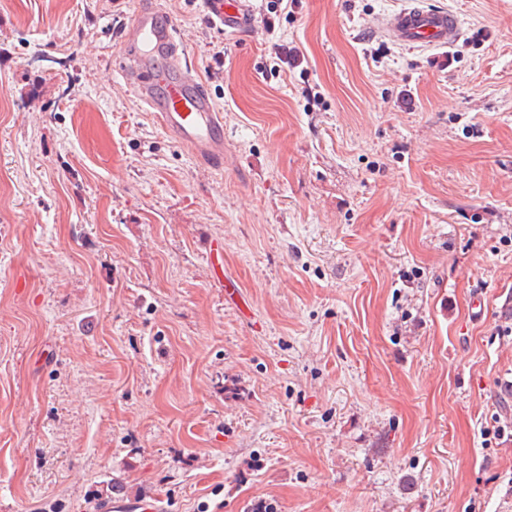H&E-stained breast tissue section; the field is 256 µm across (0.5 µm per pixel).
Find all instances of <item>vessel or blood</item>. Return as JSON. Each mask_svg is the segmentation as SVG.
Instances as JSON below:
<instances>
[{
  "mask_svg": "<svg viewBox=\"0 0 512 512\" xmlns=\"http://www.w3.org/2000/svg\"><path fill=\"white\" fill-rule=\"evenodd\" d=\"M204 7L225 35H239L251 23L246 0H205ZM461 32L459 16L441 6L418 4L393 13L385 23L392 41L432 49L454 46ZM184 56L173 23L151 0L124 25L112 70L176 142L201 163L223 166L224 120L184 68Z\"/></svg>",
  "mask_w": 512,
  "mask_h": 512,
  "instance_id": "obj_1",
  "label": "vessel or blood"
}]
</instances>
